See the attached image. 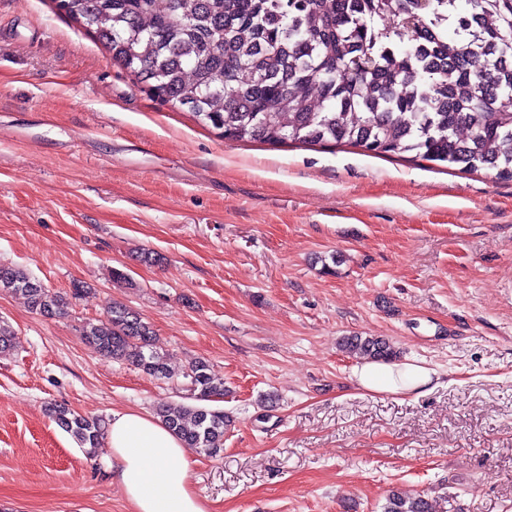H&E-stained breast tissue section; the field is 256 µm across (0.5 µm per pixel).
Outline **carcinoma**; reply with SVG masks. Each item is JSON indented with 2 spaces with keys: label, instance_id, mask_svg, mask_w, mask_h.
<instances>
[{
  "label": "carcinoma",
  "instance_id": "cac0c4a2",
  "mask_svg": "<svg viewBox=\"0 0 512 512\" xmlns=\"http://www.w3.org/2000/svg\"><path fill=\"white\" fill-rule=\"evenodd\" d=\"M155 98L186 106L227 140L332 143L375 155L413 153L465 172L512 179V0H57ZM0 291L47 316L66 297L0 265ZM108 358L169 376L154 330L112 302L86 323ZM346 353L391 361L380 336L342 338ZM196 401L224 396V378L195 359L183 372ZM161 421L210 455L231 420L221 410L165 402ZM49 418L87 455L105 422L52 403ZM425 494L390 491L383 512H432Z\"/></svg>",
  "mask_w": 512,
  "mask_h": 512
}]
</instances>
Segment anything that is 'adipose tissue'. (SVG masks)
<instances>
[{"mask_svg":"<svg viewBox=\"0 0 512 512\" xmlns=\"http://www.w3.org/2000/svg\"><path fill=\"white\" fill-rule=\"evenodd\" d=\"M353 375L364 390L403 394L434 381L435 370L412 362L366 363ZM111 478L132 512H207L193 490L182 441L160 420L139 411L116 412L108 426Z\"/></svg>","mask_w":512,"mask_h":512,"instance_id":"obj_1","label":"adipose tissue"}]
</instances>
